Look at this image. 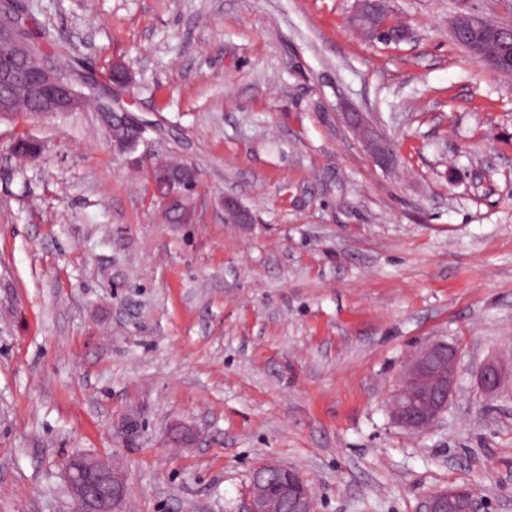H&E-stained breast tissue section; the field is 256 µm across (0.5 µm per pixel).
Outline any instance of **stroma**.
<instances>
[{
    "label": "stroma",
    "instance_id": "obj_1",
    "mask_svg": "<svg viewBox=\"0 0 512 512\" xmlns=\"http://www.w3.org/2000/svg\"><path fill=\"white\" fill-rule=\"evenodd\" d=\"M26 2L100 76L131 70L148 130L129 154L90 108L0 118V512H72L77 453L124 470L125 512H244L268 458L315 512H421L448 486L512 512V77L450 35L512 26V0H390L397 45L350 27L355 0ZM163 160L198 173L189 223L152 198ZM438 339L459 386L411 433L389 397ZM489 359L510 372L491 400ZM347 122L363 141L372 163L382 169L392 168L397 155L391 140L367 126L358 112L348 113ZM503 368L494 359L487 360L480 368L477 376V386L487 399L494 398L503 384Z\"/></svg>",
    "mask_w": 512,
    "mask_h": 512
}]
</instances>
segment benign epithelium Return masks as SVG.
Segmentation results:
<instances>
[{
  "instance_id": "obj_1",
  "label": "benign epithelium",
  "mask_w": 512,
  "mask_h": 512,
  "mask_svg": "<svg viewBox=\"0 0 512 512\" xmlns=\"http://www.w3.org/2000/svg\"><path fill=\"white\" fill-rule=\"evenodd\" d=\"M378 0H361L351 17L356 28L388 44H399L410 38L409 31L389 21H380L382 11ZM0 43L7 46V54L29 61L26 78L18 90L39 103V112L52 115L56 112H76L86 101L76 92V78L60 73L52 64L33 56L30 45L15 34L16 25L11 19L0 21ZM485 20L468 16L463 27L450 29L453 39L464 38L483 27ZM475 53L481 61L498 66L506 62L500 51L480 46ZM132 84V74L125 71L120 79L112 80L113 94L99 91L96 110L102 114L112 112L121 121L133 127L143 126L142 120L123 104L122 94ZM347 122L363 141L372 163L382 169L393 167L396 147L390 139L367 126L357 112L347 114ZM186 176L182 179H160L154 190L164 204L172 210L186 208L188 195L184 190L193 186L195 170L183 165ZM224 209L237 224H249L252 215L231 199L224 200ZM460 352L458 347L442 340L426 346L404 369L391 395L390 416L394 424L408 431L431 428L447 410L458 380ZM503 368L494 359L487 360L480 368L477 386L487 399L494 398L503 384ZM62 476L71 496L75 512H118L129 494L127 482L121 471L111 462L83 454H73L62 463ZM314 501L310 486L296 470L285 465L266 462L256 467L247 489L246 512H313ZM422 512H478L475 492L468 487L440 489L423 501Z\"/></svg>"
}]
</instances>
